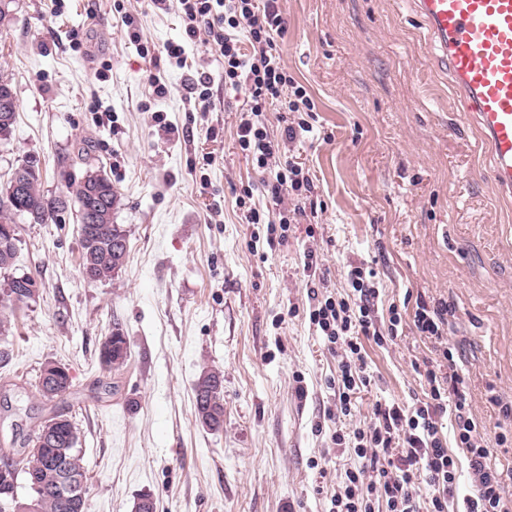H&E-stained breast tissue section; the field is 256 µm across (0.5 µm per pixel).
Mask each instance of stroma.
Here are the masks:
<instances>
[{
    "mask_svg": "<svg viewBox=\"0 0 512 512\" xmlns=\"http://www.w3.org/2000/svg\"><path fill=\"white\" fill-rule=\"evenodd\" d=\"M285 31L277 50L315 104L313 130L293 145L311 194L285 241L236 204L259 176L238 144L245 85L224 83V60L187 41L179 0H14L0 30V77L16 93L17 120L0 142V185L40 162V189L68 193L87 167L120 196L113 221L128 235L114 279L81 273L77 202L46 224L19 222L14 274L39 296L0 339V446L24 442L55 414L81 431L87 512H329L345 455L330 441L374 421L377 404L428 393L418 365L431 344L413 326L406 294L448 303V342L492 461L512 491V197L491 181L488 149L454 103L436 50L402 0H277ZM138 21L141 57L124 16ZM184 44L185 67L164 46ZM212 77L209 99L185 87ZM167 92L154 94L150 75ZM89 145L88 160L78 150ZM315 250L308 274L304 254ZM374 269L378 316L398 304L397 338L364 340L371 381L350 416L336 415L338 359L309 323V291L349 293L348 272ZM128 360L103 370L112 328ZM72 383L46 401L43 366ZM224 377V424L196 414L203 368ZM305 396H298L297 387Z\"/></svg>",
    "mask_w": 512,
    "mask_h": 512,
    "instance_id": "35a3bbf8",
    "label": "stroma"
}]
</instances>
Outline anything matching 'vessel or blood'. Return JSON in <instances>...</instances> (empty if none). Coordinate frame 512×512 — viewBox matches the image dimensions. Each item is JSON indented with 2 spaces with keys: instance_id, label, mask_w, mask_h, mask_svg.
Instances as JSON below:
<instances>
[{
  "instance_id": "1",
  "label": "vessel or blood",
  "mask_w": 512,
  "mask_h": 512,
  "mask_svg": "<svg viewBox=\"0 0 512 512\" xmlns=\"http://www.w3.org/2000/svg\"><path fill=\"white\" fill-rule=\"evenodd\" d=\"M473 112L493 183L512 193V0H409Z\"/></svg>"
}]
</instances>
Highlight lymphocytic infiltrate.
Listing matches in <instances>:
<instances>
[{"mask_svg": "<svg viewBox=\"0 0 512 512\" xmlns=\"http://www.w3.org/2000/svg\"><path fill=\"white\" fill-rule=\"evenodd\" d=\"M189 40H202L224 58V82L235 86L246 82L247 101L237 128L238 143L261 173V185L269 199L267 210L247 205L245 218L266 225L268 233L287 227L293 218L284 199L311 191L313 181L302 168L286 160L284 149L298 140L310 126L305 121L286 124L281 136L271 134L266 114L277 102L287 111L308 112L313 108L306 89L289 76L275 38L283 32L276 0H179ZM351 285L357 302L313 292L309 321L330 351L342 354L336 376V399L342 414H350L353 397L368 385L370 375L362 338L382 341L377 327L375 303L379 292L366 280L363 267H352ZM413 325L418 335L438 345L444 360L453 355L443 341L448 329V305L431 306L417 300ZM429 387L426 400L405 406L378 405L375 423L354 430L352 461L344 471V482L330 497L329 512H376L384 503L386 512H448L455 498H462L463 512H512V497L505 496L501 476L490 461L479 426L472 417L467 397L460 389L457 372L440 365L424 370ZM454 417L457 440L469 454L470 492H459L455 461L448 453L442 429L445 413ZM427 484L429 496L417 493Z\"/></svg>", "mask_w": 512, "mask_h": 512, "instance_id": "f902f5d3", "label": "lymphocytic infiltrate"}]
</instances>
